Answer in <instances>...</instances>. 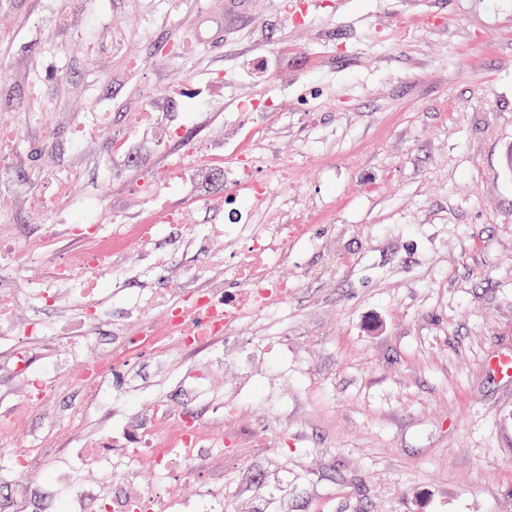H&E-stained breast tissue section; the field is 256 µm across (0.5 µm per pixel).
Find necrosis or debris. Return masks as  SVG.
Instances as JSON below:
<instances>
[{
    "label": "necrosis or debris",
    "mask_w": 512,
    "mask_h": 512,
    "mask_svg": "<svg viewBox=\"0 0 512 512\" xmlns=\"http://www.w3.org/2000/svg\"><path fill=\"white\" fill-rule=\"evenodd\" d=\"M25 196L27 210L39 216V229L30 236L29 250L41 253L50 261L53 279L58 282L78 281L80 302L72 316L57 336L59 343L69 351L75 381L88 378H108L112 369L126 363L130 350L115 348L108 363H86L83 350L92 338L94 315L92 301L98 300L112 275V263L118 254L117 247L128 233H135L141 242H149L152 230L135 227L127 231L125 225H118L116 231L105 239L93 240L81 233V226L87 225L85 215L73 216L68 223H59L51 211L50 200L31 185L15 182L0 176V210L13 207L16 196ZM307 227L303 224H267L260 230L250 225L213 224L200 236L199 257L203 265L220 268L224 256L211 248V240L239 232L247 243L243 257L231 270L233 289L205 288L194 295L197 309L209 312L208 320L198 323L189 319L184 308L172 303V290H159L149 295L148 304L161 308L160 322L146 323L141 330L143 343L155 341L165 335L174 338L180 349L190 351L211 346L223 340L242 316L248 313H271L284 308L294 290L293 283L276 271L277 261L287 259L288 242L304 237ZM78 245V262L66 263L56 260L55 250L60 240ZM21 241L19 235H0V329L14 326L15 293L8 283L14 272L11 260ZM155 426L150 430H135L126 441L122 453L125 459L136 461L143 457L153 458L159 477H166L174 463H181L186 471L200 467L204 459L199 453L205 429L192 414L171 417L165 406L154 410ZM177 504L164 501L150 494L105 502L103 493L82 487L64 498L55 500L48 512H177Z\"/></svg>",
    "instance_id": "4bbe7bcc"
}]
</instances>
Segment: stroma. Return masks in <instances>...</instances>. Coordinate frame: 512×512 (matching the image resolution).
<instances>
[{
    "mask_svg": "<svg viewBox=\"0 0 512 512\" xmlns=\"http://www.w3.org/2000/svg\"><path fill=\"white\" fill-rule=\"evenodd\" d=\"M322 2L308 16L301 0H0V122L37 113L56 129L45 141L24 127L11 179L82 159L83 183L57 209L98 202L101 234L153 217L156 182L185 209L186 227H159L150 252L126 241L86 359L138 335L150 292L174 282L186 300L223 283L189 233L235 206L188 199L229 195L238 154L273 182L243 223L307 227L280 269L296 283L283 311L246 315L191 354L146 345L113 373L109 400L93 402L97 382L72 384L65 348L47 340L56 393L17 426L33 473L0 491V512H41L69 483L96 485L99 469L67 467L55 443L121 441L130 411L147 419L159 404L194 410L208 462L190 483L113 456L119 495L153 491L181 512L199 487L223 488L231 512H512V380L489 367L512 352V0ZM61 11L80 31L56 23ZM172 43L186 57L166 70ZM150 99L171 123L137 128ZM102 112L129 156L104 135L71 143V121ZM13 265L17 325L64 324L68 286L32 300L26 281L46 264L22 248ZM18 337L0 333V416L28 391L7 359ZM231 425L265 432L264 446L224 456ZM62 469L70 482L37 478Z\"/></svg>",
    "mask_w": 512,
    "mask_h": 512,
    "instance_id": "stroma-1",
    "label": "stroma"
}]
</instances>
